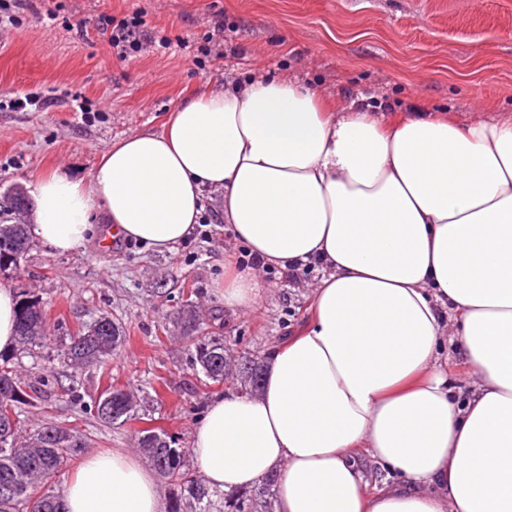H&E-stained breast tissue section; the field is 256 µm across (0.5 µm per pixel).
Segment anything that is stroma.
Instances as JSON below:
<instances>
[{
	"label": "stroma",
	"mask_w": 512,
	"mask_h": 512,
	"mask_svg": "<svg viewBox=\"0 0 512 512\" xmlns=\"http://www.w3.org/2000/svg\"><path fill=\"white\" fill-rule=\"evenodd\" d=\"M55 20H47L49 2ZM13 25L0 41V195L34 175L87 177L126 135L162 130L172 106L197 84L245 79L256 67L330 95L364 98L387 118L413 106L465 122L512 119V0H5ZM144 11L147 50L118 57L99 15ZM224 24V40L206 35ZM34 93L43 108L12 107ZM60 254L33 243L21 274L0 282L36 294L51 332L64 336L105 313L126 338L105 369L78 376L77 392L48 389L23 423L66 428L91 451L137 453L151 427L190 446L209 401L239 386L192 370L175 325L182 292L195 289L206 331L222 334L231 359L267 357L308 317L318 271L299 285L261 271L263 297L225 306L216 291L245 247L224 228L217 196H206L198 234L171 251L120 240ZM132 389L149 420L100 422L88 405L108 386Z\"/></svg>",
	"instance_id": "stroma-1"
}]
</instances>
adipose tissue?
Masks as SVG:
<instances>
[{"mask_svg":"<svg viewBox=\"0 0 512 512\" xmlns=\"http://www.w3.org/2000/svg\"><path fill=\"white\" fill-rule=\"evenodd\" d=\"M31 235L53 251L94 221L158 252L194 233L219 194L234 238L266 266L324 273L302 329L276 349L259 395L214 397L191 439L216 490L276 480L275 512H512V122L424 110L381 120L285 78L196 86L162 132L105 151L88 177L27 185ZM225 305L257 303L253 268ZM459 320L479 375L453 396L439 369ZM399 474L368 493L370 465ZM62 512H164L132 454L83 456Z\"/></svg>","mask_w":512,"mask_h":512,"instance_id":"ef3b65f1","label":"adipose tissue"}]
</instances>
